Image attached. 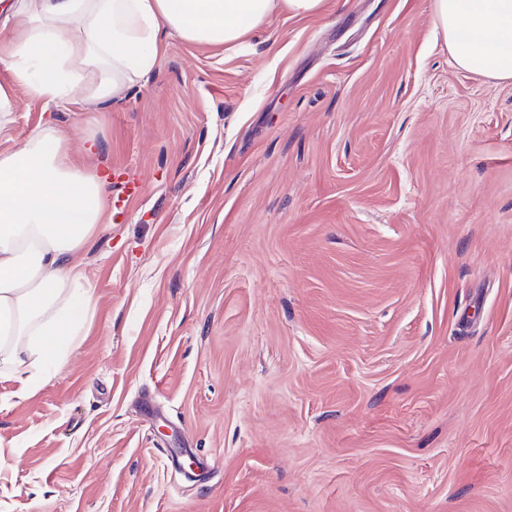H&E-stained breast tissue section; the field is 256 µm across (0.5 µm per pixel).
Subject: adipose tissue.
<instances>
[{
  "mask_svg": "<svg viewBox=\"0 0 512 512\" xmlns=\"http://www.w3.org/2000/svg\"><path fill=\"white\" fill-rule=\"evenodd\" d=\"M325 0H17L0 62L29 94L105 107L157 70L167 38L237 45L275 11L316 14ZM434 21L458 67L512 80V0H435ZM103 182L74 160L54 126L0 147V370L30 367L26 391L47 384L42 364L75 344L92 305L73 258L112 214Z\"/></svg>",
  "mask_w": 512,
  "mask_h": 512,
  "instance_id": "obj_1",
  "label": "adipose tissue"
}]
</instances>
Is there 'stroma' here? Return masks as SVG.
I'll list each match as a JSON object with an SVG mask.
<instances>
[{
	"label": "stroma",
	"mask_w": 512,
	"mask_h": 512,
	"mask_svg": "<svg viewBox=\"0 0 512 512\" xmlns=\"http://www.w3.org/2000/svg\"><path fill=\"white\" fill-rule=\"evenodd\" d=\"M433 5L173 35L79 112L0 64L13 144L50 123L144 177L74 257L52 379L0 375V512H512V81Z\"/></svg>",
	"instance_id": "obj_1"
}]
</instances>
